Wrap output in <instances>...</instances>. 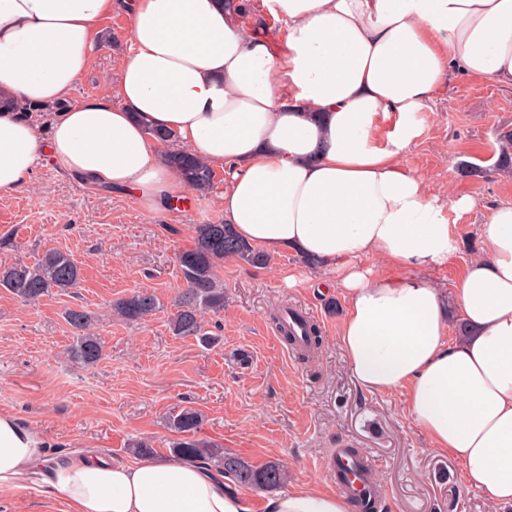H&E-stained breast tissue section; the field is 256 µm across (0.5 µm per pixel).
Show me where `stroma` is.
Instances as JSON below:
<instances>
[{
  "instance_id": "1",
  "label": "stroma",
  "mask_w": 512,
  "mask_h": 512,
  "mask_svg": "<svg viewBox=\"0 0 512 512\" xmlns=\"http://www.w3.org/2000/svg\"><path fill=\"white\" fill-rule=\"evenodd\" d=\"M105 42L67 102L105 94L117 83L129 47V19L114 9L103 22ZM419 135L405 160L436 192L452 190L474 206L448 211L457 250L432 272L450 292L467 262L482 251L475 231L493 207L512 201V176L492 170L498 135L512 129V89L455 78L417 114ZM483 166L480 175L462 164ZM224 173L207 192L190 191L181 205L143 209L130 195L95 188L40 165L29 186L0 200V266L33 264L57 249L83 270L79 288L25 303L0 288V412L14 415L58 460L89 448L130 459V443L150 441L169 457L174 434L166 419L186 407L203 415L200 437L259 465L283 460L287 485L329 490L327 449L353 445L374 460L382 512H512L490 508L482 490L464 488L461 466L432 448L411 421L402 392L369 393L357 385L339 341L345 302L340 290L318 292L314 273L293 253L273 255L267 268L233 259L218 269L224 309L207 320L221 342L202 346L173 335L169 318L182 283L176 255L192 248L194 227L224 212ZM138 290L160 309L128 323L112 304ZM312 313L320 330L314 361L290 354L274 315L284 306ZM84 307L95 321L103 357L75 364L66 354L75 332L64 313ZM247 363H240V354ZM0 512H68L60 497L0 490Z\"/></svg>"
}]
</instances>
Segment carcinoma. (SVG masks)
<instances>
[{
    "mask_svg": "<svg viewBox=\"0 0 512 512\" xmlns=\"http://www.w3.org/2000/svg\"><path fill=\"white\" fill-rule=\"evenodd\" d=\"M43 112L44 106H32L21 100L0 94V111ZM167 163L182 179L198 192L208 190L215 177L205 162L189 159L188 153L172 149L166 153ZM494 168L512 169V129L500 132V146ZM226 258H234L249 266L265 268L271 257L260 248L240 239L231 224H198L195 226V245L177 255V265L183 288L174 302L175 312L169 326L173 335L194 337L211 346L218 337L205 329L204 315L224 310V284L217 274V266ZM81 268L68 253L56 249L45 251L30 266L17 265L0 270V287L30 303L48 296L53 291L66 292L79 287ZM160 308L158 297L147 291H136L112 304L113 313L126 322H138ZM68 324L77 332L76 340L68 348L75 362L90 367L102 358L100 339L89 332L93 316L81 307L65 312ZM202 414L191 407L167 418V427L177 434L169 450L177 459L202 460L217 466L222 474L232 471L228 478L235 487L256 492H270L288 481V469L279 460L255 465L245 458L224 450L215 441L198 436Z\"/></svg>",
    "mask_w": 512,
    "mask_h": 512,
    "instance_id": "1",
    "label": "carcinoma"
}]
</instances>
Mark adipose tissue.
<instances>
[{"instance_id":"adipose-tissue-1","label":"adipose tissue","mask_w":512,"mask_h":512,"mask_svg":"<svg viewBox=\"0 0 512 512\" xmlns=\"http://www.w3.org/2000/svg\"><path fill=\"white\" fill-rule=\"evenodd\" d=\"M130 48L114 93L56 113L48 135L0 112V198L51 163L147 209L187 184L152 129L223 169L224 221L266 251L315 257L341 289L340 343L365 390H405L414 424L462 464L491 506L512 505V203L477 232L484 253L451 294L429 273L457 249L447 209L403 155L416 114L455 77L512 88V0H261L282 21L254 35L224 0H0V92L63 101L89 69L116 3ZM471 333L451 338L449 306ZM0 488L60 496L69 512H252L197 461H59L0 412ZM265 512H348L303 486Z\"/></svg>"}]
</instances>
